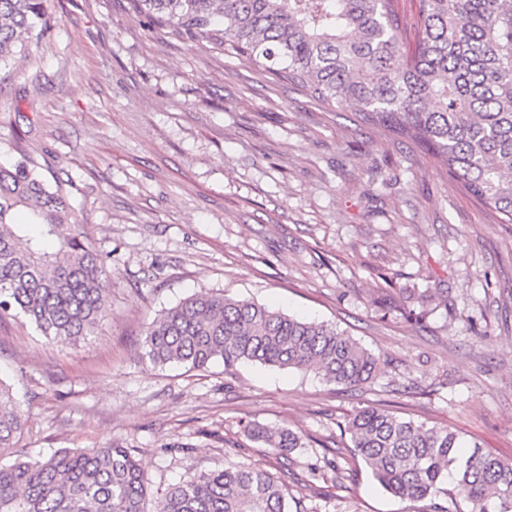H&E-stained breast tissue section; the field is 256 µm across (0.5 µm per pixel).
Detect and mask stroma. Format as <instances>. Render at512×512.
I'll return each instance as SVG.
<instances>
[{
	"mask_svg": "<svg viewBox=\"0 0 512 512\" xmlns=\"http://www.w3.org/2000/svg\"><path fill=\"white\" fill-rule=\"evenodd\" d=\"M53 29L0 71V164L29 156L112 270L78 348L0 317L19 454L134 449L154 501L252 464L298 512H461L458 490L385 492L339 423L375 404L512 460V224L414 145L331 110L209 39L147 27L130 0H50ZM206 290L326 322L384 362L344 388L294 370L140 358L147 325ZM302 437L290 458L247 424ZM348 474L336 478L337 471Z\"/></svg>",
	"mask_w": 512,
	"mask_h": 512,
	"instance_id": "obj_1",
	"label": "stroma"
}]
</instances>
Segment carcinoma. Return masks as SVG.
Instances as JSON below:
<instances>
[{
    "instance_id": "carcinoma-1",
    "label": "carcinoma",
    "mask_w": 512,
    "mask_h": 512,
    "mask_svg": "<svg viewBox=\"0 0 512 512\" xmlns=\"http://www.w3.org/2000/svg\"><path fill=\"white\" fill-rule=\"evenodd\" d=\"M48 0H0V68L54 25ZM135 14L178 36L206 37L272 70L328 108L421 148L478 201L512 224V0H419L406 49L399 0H132ZM106 263L79 231L65 195L31 163L0 165V315L23 317L56 345L77 348L109 307ZM142 359L224 371L244 363L360 386L381 360L336 326L222 293L197 292L147 326ZM26 421L0 379V512H146L135 450L112 442L12 456ZM250 439L288 453V428L249 423ZM386 491L419 501L452 481L469 512H512V461L459 435L368 407L341 427ZM288 488L248 464L195 474L154 512H288Z\"/></svg>"
}]
</instances>
